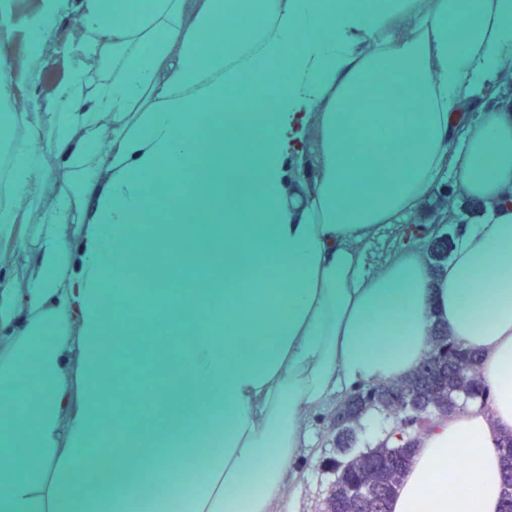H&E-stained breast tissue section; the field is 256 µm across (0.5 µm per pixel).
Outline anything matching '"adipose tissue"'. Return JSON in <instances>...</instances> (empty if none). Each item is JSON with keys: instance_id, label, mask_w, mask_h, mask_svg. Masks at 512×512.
<instances>
[{"instance_id": "adipose-tissue-1", "label": "adipose tissue", "mask_w": 512, "mask_h": 512, "mask_svg": "<svg viewBox=\"0 0 512 512\" xmlns=\"http://www.w3.org/2000/svg\"><path fill=\"white\" fill-rule=\"evenodd\" d=\"M70 7L79 61L47 110L12 111L0 79V127L19 136L0 193V512H276L311 418L349 387L409 374L438 322L480 353L487 398L423 434L388 509L499 512L512 0H45L37 37ZM92 59L107 62L103 81ZM393 86L396 111H366ZM56 158L70 177L50 198ZM445 183L484 209L441 270L419 240L369 263L368 246ZM153 185L192 229L147 231ZM85 200L108 234L86 235L76 257L68 211ZM25 213L41 216L31 239ZM31 251L37 274L17 287L11 266ZM134 252L169 280L197 269L195 287L136 298L115 279ZM134 324L181 350L155 353L148 388L104 386L112 339ZM74 340L83 401L66 422ZM190 465L199 482L183 481Z\"/></svg>"}]
</instances>
